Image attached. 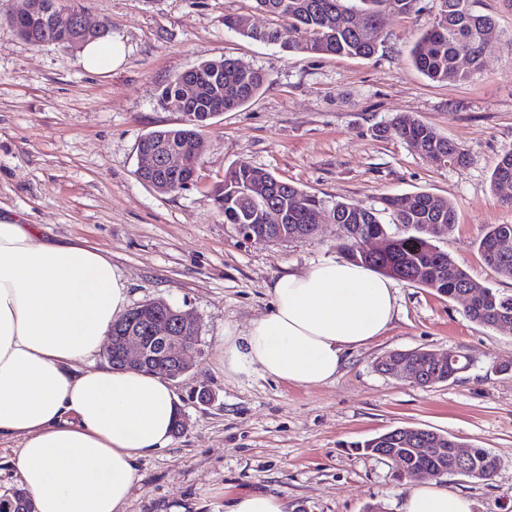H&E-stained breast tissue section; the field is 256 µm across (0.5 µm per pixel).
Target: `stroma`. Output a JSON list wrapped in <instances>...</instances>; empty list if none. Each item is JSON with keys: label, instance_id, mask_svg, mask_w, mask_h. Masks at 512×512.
<instances>
[{"label": "stroma", "instance_id": "1", "mask_svg": "<svg viewBox=\"0 0 512 512\" xmlns=\"http://www.w3.org/2000/svg\"><path fill=\"white\" fill-rule=\"evenodd\" d=\"M125 47L122 64L87 70L80 52L24 41L15 0H0V212L37 225L45 239L95 247L128 288V305L161 298L199 326L190 370L172 383L188 427L137 461L123 512H229L239 495L281 499L287 512H399L423 476L398 478L390 461L355 443L399 427L446 433L495 455L493 480L437 478L472 512H512V334L470 321L465 298L396 282L389 329L353 349L332 381L278 382L254 372L228 376L225 331L245 333L269 311L279 274L340 258L338 230L320 218L315 234L282 243L247 240L225 224L210 191L246 163L327 202L377 205L390 194L427 193L451 202L456 228L439 247L476 282L512 294V279L485 264L475 243L490 224H512L490 176L512 150V5L477 0L494 17L493 48L480 74L436 83L411 50L437 0L389 15L370 58L302 54L241 37L228 15L276 26L253 0H84ZM225 56L262 70L269 85L203 133L194 186L167 195L141 182L138 143L180 126L159 94L195 64ZM400 114L432 126L468 154L443 166L376 126ZM456 350L470 366L456 379L421 386L376 371L392 350ZM211 399L199 402L200 390Z\"/></svg>", "mask_w": 512, "mask_h": 512}]
</instances>
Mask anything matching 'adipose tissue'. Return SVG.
Returning <instances> with one entry per match:
<instances>
[{
  "label": "adipose tissue",
  "mask_w": 512,
  "mask_h": 512,
  "mask_svg": "<svg viewBox=\"0 0 512 512\" xmlns=\"http://www.w3.org/2000/svg\"><path fill=\"white\" fill-rule=\"evenodd\" d=\"M269 294L247 332L225 333L226 374L325 383L394 319L392 279L343 259L279 275ZM127 301L102 252L0 215V438L19 441L14 466L34 512H122L137 458L171 439L178 403L166 379L86 363ZM401 512L471 503L430 483L410 488Z\"/></svg>",
  "instance_id": "1"
}]
</instances>
